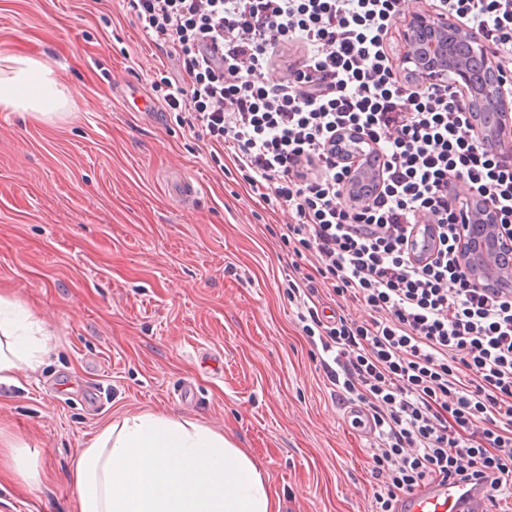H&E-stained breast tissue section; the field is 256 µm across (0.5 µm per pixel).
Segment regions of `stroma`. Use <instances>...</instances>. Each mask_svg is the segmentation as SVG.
Returning a JSON list of instances; mask_svg holds the SVG:
<instances>
[{
    "label": "stroma",
    "instance_id": "1",
    "mask_svg": "<svg viewBox=\"0 0 512 512\" xmlns=\"http://www.w3.org/2000/svg\"><path fill=\"white\" fill-rule=\"evenodd\" d=\"M0 51L46 60L76 104L0 111V292L50 336L36 370L0 385V436L41 473L1 472L0 512H70L74 457L143 412L224 432L281 512H371L374 437L288 300V209L225 175L174 113L145 111L181 73L128 0H0Z\"/></svg>",
    "mask_w": 512,
    "mask_h": 512
}]
</instances>
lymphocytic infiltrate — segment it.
<instances>
[{
  "mask_svg": "<svg viewBox=\"0 0 512 512\" xmlns=\"http://www.w3.org/2000/svg\"><path fill=\"white\" fill-rule=\"evenodd\" d=\"M404 0H129L143 32L184 73L167 111L231 154L253 191L288 205L284 239L315 260L291 263L288 299L338 399L369 412L375 512L445 475L512 497V294L472 287L459 260L458 184L512 225V153L478 138L456 86L401 77L388 50ZM502 57L512 96V0H438ZM221 58L206 56L208 43ZM302 52L278 82L270 69ZM344 131L382 160L379 191L349 197ZM426 232L433 249L418 254ZM357 302L362 320H323L313 298Z\"/></svg>",
  "mask_w": 512,
  "mask_h": 512,
  "instance_id": "obj_1",
  "label": "lymphocytic infiltrate"
}]
</instances>
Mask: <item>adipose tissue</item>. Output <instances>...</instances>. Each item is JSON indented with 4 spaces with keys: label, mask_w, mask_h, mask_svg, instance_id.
<instances>
[{
    "label": "adipose tissue",
    "mask_w": 512,
    "mask_h": 512,
    "mask_svg": "<svg viewBox=\"0 0 512 512\" xmlns=\"http://www.w3.org/2000/svg\"><path fill=\"white\" fill-rule=\"evenodd\" d=\"M72 100L52 67L21 53L0 57V109L48 117ZM31 313L0 296V384L38 367L49 346ZM72 512H280L260 466L223 432L154 413L106 425L75 457Z\"/></svg>",
    "instance_id": "1"
}]
</instances>
